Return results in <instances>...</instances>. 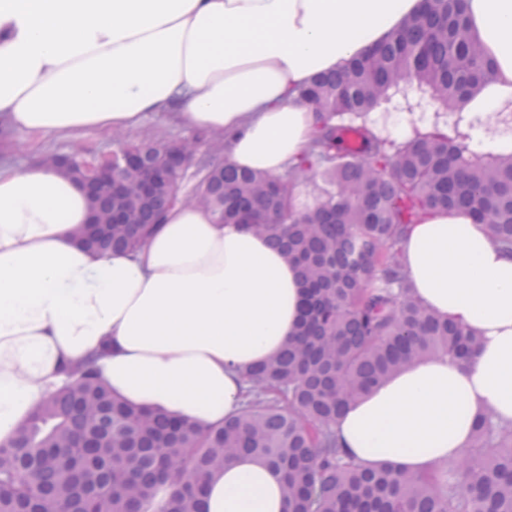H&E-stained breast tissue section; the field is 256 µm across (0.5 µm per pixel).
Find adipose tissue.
Listing matches in <instances>:
<instances>
[{
    "label": "adipose tissue",
    "mask_w": 512,
    "mask_h": 512,
    "mask_svg": "<svg viewBox=\"0 0 512 512\" xmlns=\"http://www.w3.org/2000/svg\"><path fill=\"white\" fill-rule=\"evenodd\" d=\"M423 0H0V129L79 140L165 113L223 141L228 164L265 175L298 163L317 115L297 89L401 29ZM495 63L458 127L484 154H512V0H466ZM88 193L37 162L0 166V444L97 356L113 395L199 427L223 424L245 375L296 333L297 267L264 237L174 204L133 253L79 241ZM401 258L415 298L473 331L467 364L430 358L349 405L336 433L369 469L428 471L458 457L481 417L512 425V254L462 210L410 225ZM205 512H286L279 480L243 457L209 478Z\"/></svg>",
    "instance_id": "ef3b65f1"
}]
</instances>
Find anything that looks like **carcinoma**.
I'll return each instance as SVG.
<instances>
[{"label": "carcinoma", "instance_id": "1", "mask_svg": "<svg viewBox=\"0 0 512 512\" xmlns=\"http://www.w3.org/2000/svg\"><path fill=\"white\" fill-rule=\"evenodd\" d=\"M493 75L468 30L462 0H427L406 27L342 73L297 89L319 118L305 157L278 176L241 170L212 142L192 177L166 170L149 199L97 197L126 224H93L85 242L101 253L135 250L172 200L204 207L280 247L301 272L298 333L246 374L245 402L224 424L200 429L170 414L136 409L98 380L96 359L65 378L0 444V512H202L207 478L242 456L279 477L288 512H512V428L487 416L461 457L439 472L369 470L336 436V418L403 367L433 357L465 361L479 340L436 316L410 293L400 244L410 224L435 210L469 211L512 253V155L478 153L461 139L375 136L367 115L403 84L427 88L455 112ZM359 136V153L341 132ZM202 137L82 148L44 162L84 181L110 166L130 182L179 149L194 159ZM136 153L148 166L129 168ZM316 195L299 204L300 187ZM163 482L172 494L157 500Z\"/></svg>", "mask_w": 512, "mask_h": 512}]
</instances>
